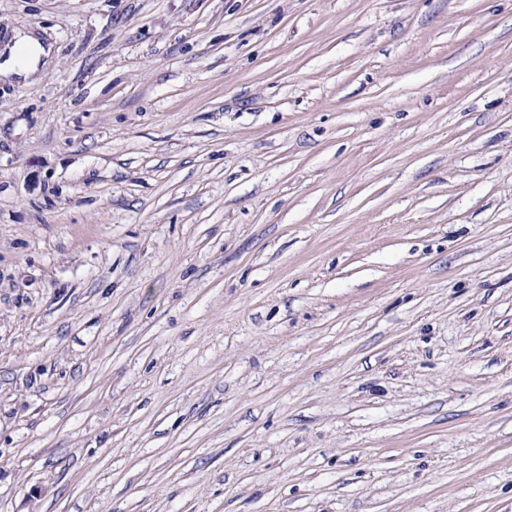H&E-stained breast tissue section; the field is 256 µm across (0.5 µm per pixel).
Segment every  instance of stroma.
<instances>
[{
  "instance_id": "35a3bbf8",
  "label": "stroma",
  "mask_w": 512,
  "mask_h": 512,
  "mask_svg": "<svg viewBox=\"0 0 512 512\" xmlns=\"http://www.w3.org/2000/svg\"><path fill=\"white\" fill-rule=\"evenodd\" d=\"M0 512H512V0H0ZM21 51H24L22 53ZM0 78L35 82L53 61L52 47L45 46L33 30H14L0 52Z\"/></svg>"
}]
</instances>
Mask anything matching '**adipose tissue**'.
Returning a JSON list of instances; mask_svg holds the SVG:
<instances>
[{"label":"adipose tissue","instance_id":"adipose-tissue-1","mask_svg":"<svg viewBox=\"0 0 512 512\" xmlns=\"http://www.w3.org/2000/svg\"><path fill=\"white\" fill-rule=\"evenodd\" d=\"M52 60L51 47L45 46L33 30L14 31L0 48V78L36 81Z\"/></svg>","mask_w":512,"mask_h":512}]
</instances>
